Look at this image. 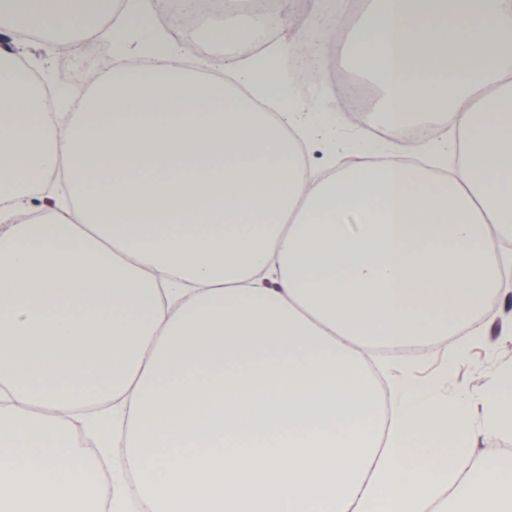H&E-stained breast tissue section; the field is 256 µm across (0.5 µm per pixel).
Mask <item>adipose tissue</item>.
<instances>
[{"label": "adipose tissue", "mask_w": 512, "mask_h": 512, "mask_svg": "<svg viewBox=\"0 0 512 512\" xmlns=\"http://www.w3.org/2000/svg\"><path fill=\"white\" fill-rule=\"evenodd\" d=\"M46 21L151 63L63 101L0 55V512H512L465 452L512 440V370L476 399L367 361L512 291V0H366L323 49L386 139L323 170L293 44L187 67L145 0H0ZM311 53L312 51L305 50L303 52L296 53L294 57L295 70L297 75L301 78L303 76L309 78L311 74L312 77L316 75V73H314L315 67L311 65ZM281 72L286 76L288 85L290 84V86H295L297 84V77L291 62V57L282 61Z\"/></svg>", "instance_id": "1"}]
</instances>
